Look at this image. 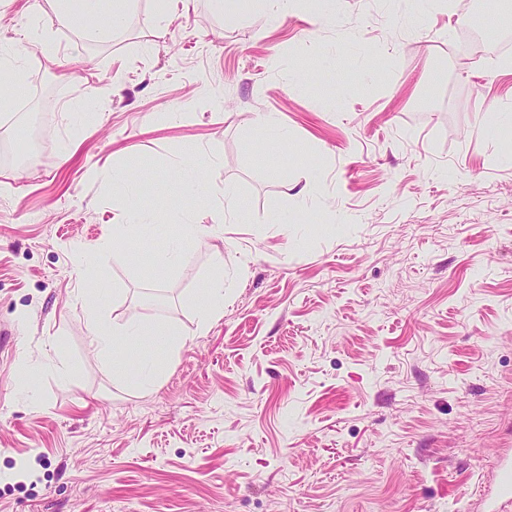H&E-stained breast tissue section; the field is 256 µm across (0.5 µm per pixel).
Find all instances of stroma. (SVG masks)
<instances>
[{"instance_id":"1","label":"stroma","mask_w":512,"mask_h":512,"mask_svg":"<svg viewBox=\"0 0 512 512\" xmlns=\"http://www.w3.org/2000/svg\"><path fill=\"white\" fill-rule=\"evenodd\" d=\"M316 8L134 0L86 38L50 0H0V40L36 21L55 48L0 104L3 145L52 91L40 160L0 162V512H472L512 448V52L482 59L512 24L488 0ZM468 31L473 55L450 50ZM116 170L167 217L121 244ZM220 214L219 249L157 262ZM89 294L183 338L134 343L155 385L89 355ZM224 313L223 275L217 276L200 298L199 330L205 331L214 320Z\"/></svg>"}]
</instances>
